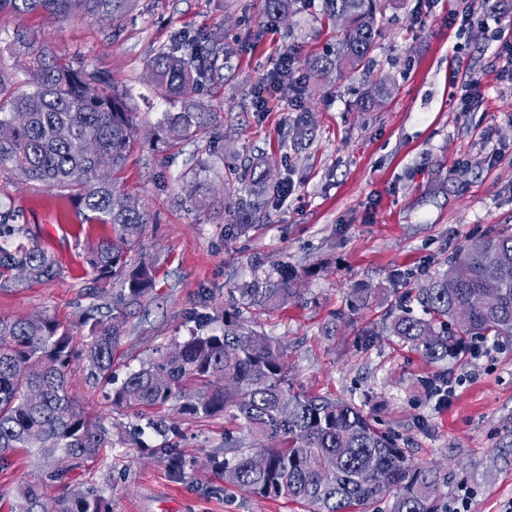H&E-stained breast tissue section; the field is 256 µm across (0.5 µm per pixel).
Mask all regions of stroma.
I'll return each mask as SVG.
<instances>
[{
	"label": "stroma",
	"instance_id": "1",
	"mask_svg": "<svg viewBox=\"0 0 512 512\" xmlns=\"http://www.w3.org/2000/svg\"><path fill=\"white\" fill-rule=\"evenodd\" d=\"M485 17L449 28L464 0H387L368 66L326 73L315 59L335 50L343 21L324 17L319 0H297L287 18L269 25L261 0H128L120 16L0 13V66L15 72L20 41L49 43L86 71L126 92L139 132L119 180L152 221L138 253L154 256L156 289L129 319L114 365L116 380L139 368L154 348L187 338L191 313L219 308L227 288L249 281L252 262L288 263L296 297L287 308L256 317L254 327L285 348L294 388L331 393L361 407L391 432L415 463L438 466L449 502L467 498L469 512H502L512 502V340L475 343L451 366L452 393H430L435 365L400 345L386 317L407 289L449 269L461 246L489 229L512 225V85L498 76V47L512 41V0H490ZM206 35L221 46L210 81L195 97L207 128L173 144L156 139L174 105L151 82L147 63L175 35ZM294 55L299 98L256 93L284 52ZM483 78L481 103L462 110L451 80ZM390 93L370 111L361 95L378 83ZM312 113V135L282 146L297 113ZM263 155L270 182L288 196L265 195L260 218L245 235H225L224 204L236 185L228 169ZM210 166L214 207L196 210L191 171ZM0 203L15 204L37 243L63 268L53 280H20L0 288V317L48 312L71 322L91 305L111 303L116 286L90 293L88 248L112 234L82 223L69 200L0 174ZM369 303L351 308L352 291ZM71 390L112 424V446L74 471L70 487L101 489L111 512H305L288 499H262L225 485L209 455L224 435L244 436L230 417L194 418L175 406L154 409L179 432L186 459L169 470L148 431L127 442L133 411L112 406L83 372Z\"/></svg>",
	"mask_w": 512,
	"mask_h": 512
}]
</instances>
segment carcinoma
I'll use <instances>...</instances> for the list:
<instances>
[{
	"label": "carcinoma",
	"instance_id": "cac0c4a2",
	"mask_svg": "<svg viewBox=\"0 0 512 512\" xmlns=\"http://www.w3.org/2000/svg\"><path fill=\"white\" fill-rule=\"evenodd\" d=\"M295 0H264V15L276 23ZM323 15L345 17L336 58L318 61L319 70H353L369 58L377 30V0H323ZM127 0H0V13L40 11L63 19L74 11L113 16ZM29 60L24 78L0 69V172L38 183L71 201L84 220L108 225L112 237L86 256L93 283L117 281L120 289L106 311L95 307L80 321L82 345L73 327L41 313L0 317V471L14 466L20 448H33L40 469L17 488L14 512H109L98 490L66 491L76 468L112 447V431L101 416L78 404L69 388L75 365H83L95 386L112 381L114 354L127 331L131 310L151 293L154 260L132 266L127 254L140 242L150 214L117 186L138 133L127 95L107 79L74 68L44 44H23ZM214 47L206 37L189 49L161 51L149 60L155 87L180 104L159 126L160 139L181 142L204 129L195 95L211 72ZM249 184L231 202L230 236L247 233L256 209V189L282 196L283 183L270 184L261 163L248 170ZM190 192L198 209L211 208L210 188L195 180ZM11 208L0 209V288L26 268L28 279L57 278L62 268L51 253L26 241L25 225ZM451 272L426 288L408 291L392 317L391 333L419 350L429 363L448 370L469 342L512 337V231L491 230L458 250ZM286 265L254 272L227 291L224 308L201 312L188 339L155 351L112 390V403L149 410L179 403L188 416L228 415L259 443L225 440L233 458L214 456L225 482L255 497L288 498L306 512H367L385 497L390 512H448L442 504L445 478L415 464L396 440L376 429L356 405L294 388L280 343L245 327V315L288 306L295 294ZM415 301L423 315H412ZM55 486L64 491L51 495Z\"/></svg>",
	"mask_w": 512,
	"mask_h": 512
}]
</instances>
